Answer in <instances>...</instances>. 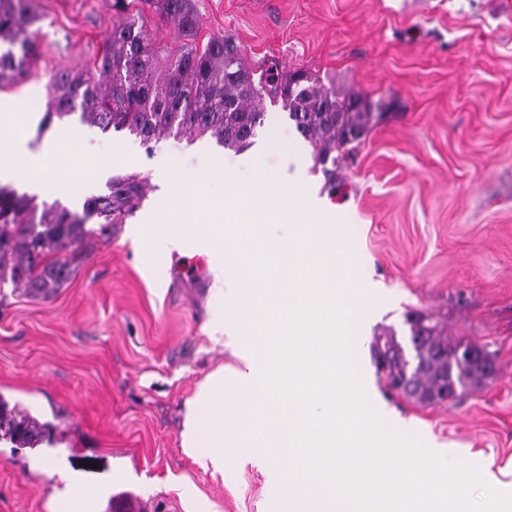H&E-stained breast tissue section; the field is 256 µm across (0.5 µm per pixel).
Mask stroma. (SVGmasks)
Returning <instances> with one entry per match:
<instances>
[{"mask_svg":"<svg viewBox=\"0 0 512 512\" xmlns=\"http://www.w3.org/2000/svg\"><path fill=\"white\" fill-rule=\"evenodd\" d=\"M31 0L42 37L25 76L0 85L19 114L24 155L45 162L38 203L82 213L106 180L138 174L145 196L111 238L78 251L72 274L44 299L0 286V398L53 426L52 442L18 449L0 439V512H63L64 475L104 489L98 512H288L266 466L227 459L223 477L182 451L185 404L217 369L240 366L233 336L218 338L208 267L181 256L141 258L136 225L177 210L207 228L211 206L269 174L281 200L298 188L327 198L338 258L365 272L347 299L348 330L371 345L416 311L448 332L488 344L495 374L459 402L425 406L387 395L370 353L357 377L380 420L400 437L453 446L459 461L512 487V0H195L197 47L229 39L253 71L304 70L327 86L381 103L370 132L345 155L329 190L311 145L291 159L259 144L299 140L281 105L255 146L235 152L210 136L143 145L128 132L76 121L41 130L59 71L92 70L125 15L142 17L162 47L177 26L152 0Z\"/></svg>","mask_w":512,"mask_h":512,"instance_id":"stroma-1","label":"stroma"}]
</instances>
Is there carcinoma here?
Returning a JSON list of instances; mask_svg holds the SVG:
<instances>
[{
  "instance_id": "carcinoma-1",
  "label": "carcinoma",
  "mask_w": 512,
  "mask_h": 512,
  "mask_svg": "<svg viewBox=\"0 0 512 512\" xmlns=\"http://www.w3.org/2000/svg\"><path fill=\"white\" fill-rule=\"evenodd\" d=\"M158 9L178 27L184 42L158 48L139 19L128 16L105 44L87 77L68 71L53 76L56 95L41 128L72 115L102 132L126 130L148 145L162 137L208 134L221 146L249 147L267 120L266 101L288 111L302 137L314 149L331 190L336 165L345 149L362 142L373 120L374 104L358 93H339L303 70L281 73L269 66L260 76L244 63L227 39L214 38L204 48L194 40L199 19L193 0H157ZM39 17L30 0H0V84L21 76L38 48ZM145 195L135 174L116 175L106 192L88 198L83 215L55 203L38 205L35 197L0 187V285H22L50 297L71 274L76 251L106 236ZM95 216L100 223L90 227ZM408 342L392 332L376 336L373 363L389 390L427 406L463 398L486 376L488 345L447 333L432 319L415 313L407 318ZM50 428L0 398V435L19 448L40 445Z\"/></svg>"
}]
</instances>
